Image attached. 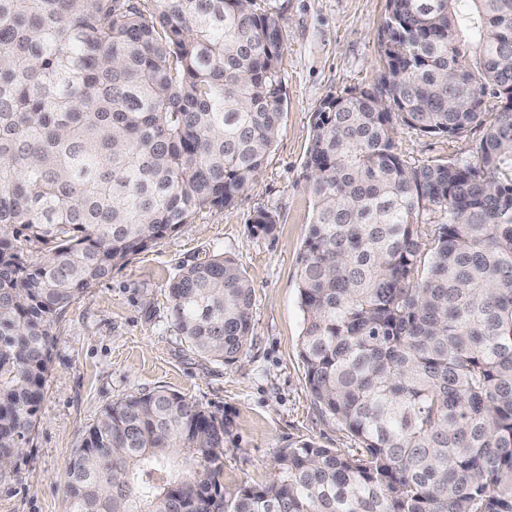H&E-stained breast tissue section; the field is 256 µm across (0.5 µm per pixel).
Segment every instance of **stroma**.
I'll list each match as a JSON object with an SVG mask.
<instances>
[{"label":"stroma","mask_w":512,"mask_h":512,"mask_svg":"<svg viewBox=\"0 0 512 512\" xmlns=\"http://www.w3.org/2000/svg\"><path fill=\"white\" fill-rule=\"evenodd\" d=\"M284 27L287 108L252 186L115 266L62 315L37 425L15 463L0 469V512H68V467L102 409L132 393H180L224 423L226 493L261 486L283 449L312 442L355 451L350 432L314 401L299 355L304 314L299 258L313 217L305 160L326 97L374 86L382 73L387 0H269ZM483 132L427 135L396 122L395 151L412 166L470 158ZM273 211L272 233L256 231ZM234 259L253 287V332L231 362L207 360L178 335L167 285L210 256Z\"/></svg>","instance_id":"obj_1"}]
</instances>
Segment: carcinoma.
I'll use <instances>...</instances> for the list:
<instances>
[{
    "instance_id": "cac0c4a2",
    "label": "carcinoma",
    "mask_w": 512,
    "mask_h": 512,
    "mask_svg": "<svg viewBox=\"0 0 512 512\" xmlns=\"http://www.w3.org/2000/svg\"><path fill=\"white\" fill-rule=\"evenodd\" d=\"M388 11L384 75L320 103L306 159L300 356L359 448H287L271 482L228 497L224 424L130 394L70 461V512H512V111L485 108L512 93V0ZM283 50L257 0H0L1 465L35 427L61 315L264 168ZM397 118L483 136L471 160L410 167ZM168 294L194 351H244L252 288L233 259L181 269Z\"/></svg>"
}]
</instances>
